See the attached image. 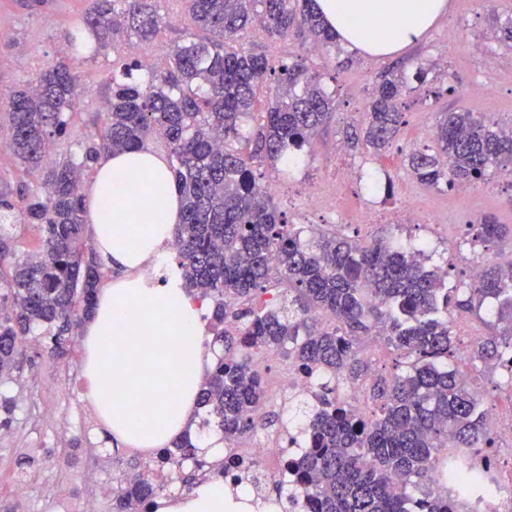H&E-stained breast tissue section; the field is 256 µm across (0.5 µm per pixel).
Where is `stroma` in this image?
Segmentation results:
<instances>
[{"mask_svg": "<svg viewBox=\"0 0 512 512\" xmlns=\"http://www.w3.org/2000/svg\"><path fill=\"white\" fill-rule=\"evenodd\" d=\"M449 13L428 36L394 59L354 56L350 65H339L326 54L309 56L311 66L333 70L330 88L336 111L315 135L293 179L333 182L346 168H359L362 176L354 190L361 202L377 203L385 211L398 206L397 187L411 182L407 157L416 149H435L427 130L439 113L467 109L486 120L512 125V48L499 44L496 29L512 18V0H451ZM86 8L85 0H54L40 12L23 7L20 0H0V18L10 25L0 30V92L9 91L58 55L60 32L68 29ZM160 11L170 23L157 38L140 45L141 56L154 67L166 64L164 50L182 34L195 32V24L179 0H162ZM429 61L425 82H412L404 98L403 125L392 144L371 154L364 146L350 147L345 133L360 126L362 112L380 73L397 68L414 72L417 62ZM111 56L100 55L80 62L77 72L83 87L79 113L72 124L75 138H82L92 122L104 118V85ZM474 82L486 85L483 97L466 94ZM421 202L430 215L426 224L337 225L338 233L365 243L392 237L402 243L425 242L432 264L447 268L448 285L465 288L471 282L464 261L467 241L482 219L494 217L512 230V181L491 173L474 193L456 198L454 189L422 186ZM22 356L10 378L0 382V396L12 398L15 411L9 426L0 427V512H79L91 492L84 480L96 469L101 495L98 512H112L114 473L141 471L145 459L140 450L113 446L109 430L97 415L83 388L84 351L73 340L61 358L43 351L38 339L27 338ZM33 452L29 489L17 496L12 484L18 475L17 457ZM53 485L55 496L43 495Z\"/></svg>", "mask_w": 512, "mask_h": 512, "instance_id": "obj_1", "label": "stroma"}]
</instances>
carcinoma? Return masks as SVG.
<instances>
[{
  "instance_id": "obj_1",
  "label": "carcinoma",
  "mask_w": 512,
  "mask_h": 512,
  "mask_svg": "<svg viewBox=\"0 0 512 512\" xmlns=\"http://www.w3.org/2000/svg\"><path fill=\"white\" fill-rule=\"evenodd\" d=\"M156 0H88V7L61 42L69 51L0 96L7 144L36 186L0 179V379L15 367L21 337L42 336L51 354H67L73 333L92 312L105 267L85 237V173L105 154L148 140L167 153L183 203L176 226V265L183 287L213 306L222 330L211 345L224 347L204 381L200 403L218 419L224 441L254 429L266 401L253 352L288 349V356L314 376L312 401L295 406L309 451L297 462L299 485L288 487L291 509L306 497L312 512H455L457 505L433 487L448 472L458 448L484 458L493 445L482 397L453 364L454 315L496 304L490 334L469 352L494 369L512 364V263L489 262L464 292L443 287L427 267L423 247L357 238L290 224L254 165L275 167L300 159L318 129L329 123L334 103L322 81L297 55L272 60L236 47L258 25L280 39H293L327 53L343 52L314 9V0H179L205 37L194 34L166 50V66L145 69L127 59V41L150 42L167 24ZM94 51L112 48L102 126L65 144L79 100L74 69L84 39ZM407 83L391 69L371 96L365 126L350 135L374 152L385 150L403 123L400 99ZM436 151L408 155L409 172L437 187L485 180L491 168L512 165V128L460 110L445 112L434 131ZM23 224L37 246L21 245L5 227ZM474 243L512 246L503 225L486 219ZM288 285L267 301L272 271ZM329 314L331 328L316 326ZM379 336L405 361L391 378L369 386L377 413L368 417L337 402L346 381L369 376L360 357L362 338ZM203 467L197 445L185 434L163 448L159 466L183 474L182 465ZM161 487L136 474L112 499V512H141Z\"/></svg>"
}]
</instances>
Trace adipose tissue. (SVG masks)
Masks as SVG:
<instances>
[{
  "label": "adipose tissue",
  "instance_id": "adipose-tissue-1",
  "mask_svg": "<svg viewBox=\"0 0 512 512\" xmlns=\"http://www.w3.org/2000/svg\"><path fill=\"white\" fill-rule=\"evenodd\" d=\"M450 0H315L338 40L367 58H385L422 39ZM155 204L137 211L140 194ZM92 244L118 277L100 289L84 322L83 377L90 399L125 448H170L200 410V386L214 362L202 306L180 280L158 287L147 272L169 255L181 198L169 165L151 147L103 156L86 192ZM157 512H279L249 489L229 494L203 482L159 501Z\"/></svg>",
  "mask_w": 512,
  "mask_h": 512
}]
</instances>
